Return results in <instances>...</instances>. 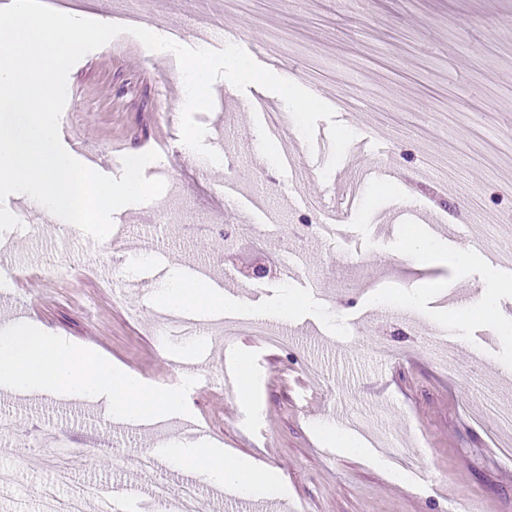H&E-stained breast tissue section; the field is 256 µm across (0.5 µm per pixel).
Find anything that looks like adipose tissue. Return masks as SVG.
<instances>
[{
    "label": "adipose tissue",
    "instance_id": "ef3b65f1",
    "mask_svg": "<svg viewBox=\"0 0 512 512\" xmlns=\"http://www.w3.org/2000/svg\"><path fill=\"white\" fill-rule=\"evenodd\" d=\"M395 249L424 262L446 259L461 269L477 255L471 245L450 251L415 235L403 238ZM156 296L159 303L176 310L224 305L223 295L214 293L207 283H186L177 274L157 289ZM0 384L19 393H108L112 396L113 414L123 420H150L179 408L189 391L185 385L171 389L150 387L137 375L112 365L99 351L68 343L31 324L0 329ZM166 456L190 475L217 487L232 484L259 495L281 488L275 470L259 467L252 458L224 453L220 448L174 440L169 443Z\"/></svg>",
    "mask_w": 512,
    "mask_h": 512
}]
</instances>
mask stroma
<instances>
[{
    "mask_svg": "<svg viewBox=\"0 0 512 512\" xmlns=\"http://www.w3.org/2000/svg\"><path fill=\"white\" fill-rule=\"evenodd\" d=\"M64 9L118 24L131 9L137 26L167 32L192 13L202 26L236 32V45L255 61L294 76L334 107V120L355 132L368 161L392 160L399 174L366 184L356 206L345 208L350 174L284 171L280 156L297 128L274 139L271 160L255 154L253 141L268 128L245 103L260 99L282 111L284 101L260 86L241 91L223 79L212 87L216 108L195 116L207 145L223 141L221 162L199 172L173 121L181 74L167 56L129 34L83 56L67 82L84 90L68 96L60 127L99 151L114 144L125 152L157 151L144 174L164 180L166 190L155 201L116 211L124 237L106 244L47 223L0 233V246L10 247L14 260L12 270L0 271V326L25 319L153 383L175 386L189 365L216 349L219 326L198 336L161 328L155 292L162 281L152 267L203 266L256 290L263 308L288 294L302 305L288 315L293 330L280 345L248 332L235 344L257 376L259 419L219 396L211 381L223 377L224 366L216 361L160 432L119 427L106 393L89 396L95 409L87 415L70 411L62 393L0 396V412L14 417L17 434L31 442L44 427L58 429L64 456L76 462V481L90 491L121 484L133 512H156L137 477L139 457L156 452V435L178 437L183 420L214 433L222 448L277 469L288 488L279 498L283 512H512V459L475 420L484 394L512 400V375L499 367L512 362V344L478 317L452 318L450 338L431 322L445 285L459 284L469 304L489 277L512 280V271L488 258L503 242L484 234L486 214L512 218V0H112L108 9L100 0H66ZM376 90V106L360 103ZM345 92L357 98L347 117L338 110ZM427 164L439 178L417 182ZM228 181L248 203L251 223L247 239L220 247L212 225L238 217L224 207ZM325 193L342 205L327 240L314 234L323 217L308 202ZM403 204L426 210L444 234L482 239L476 261L460 270L398 256L395 245L409 229L388 228L379 218ZM158 212L163 221L152 222ZM289 245L307 261L283 279L278 264ZM139 250L145 262L131 265ZM340 253L351 261H337ZM89 254L119 282L118 296L82 273ZM61 263L73 269L63 285L52 274ZM131 282L139 283L138 292L128 290ZM132 306L140 308L139 320L129 318ZM452 339L468 355L439 364L433 346ZM474 370L483 376L482 389L468 381ZM357 412L404 442L405 465L378 448L361 456L324 439L331 423L352 431L349 418ZM28 457L25 449L0 447V469L21 481L16 494L0 500L10 512H45L39 492L52 475Z\"/></svg>",
    "mask_w": 512,
    "mask_h": 512,
    "instance_id": "35a3bbf8",
    "label": "stroma"
}]
</instances>
